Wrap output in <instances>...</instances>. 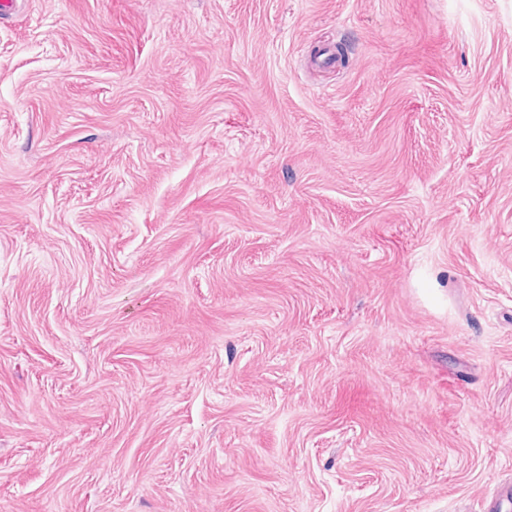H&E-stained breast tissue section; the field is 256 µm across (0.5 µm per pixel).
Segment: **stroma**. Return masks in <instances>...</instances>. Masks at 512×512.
<instances>
[{
  "label": "stroma",
  "instance_id": "obj_1",
  "mask_svg": "<svg viewBox=\"0 0 512 512\" xmlns=\"http://www.w3.org/2000/svg\"><path fill=\"white\" fill-rule=\"evenodd\" d=\"M0 18V512L512 492V0Z\"/></svg>",
  "mask_w": 512,
  "mask_h": 512
}]
</instances>
